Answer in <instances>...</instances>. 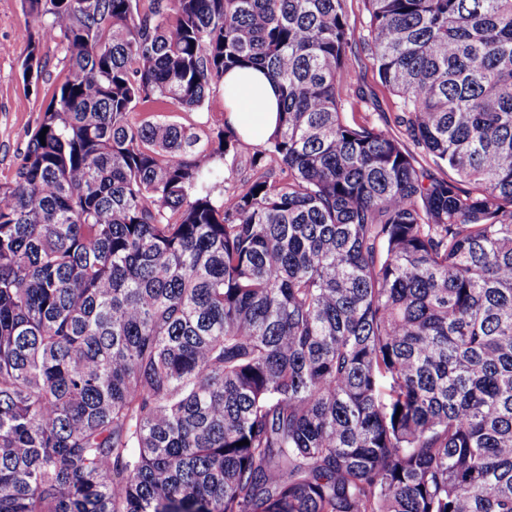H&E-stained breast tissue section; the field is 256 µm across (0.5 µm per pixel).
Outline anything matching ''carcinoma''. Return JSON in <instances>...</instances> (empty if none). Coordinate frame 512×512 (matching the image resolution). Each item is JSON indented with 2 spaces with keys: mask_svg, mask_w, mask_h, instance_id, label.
I'll use <instances>...</instances> for the list:
<instances>
[{
  "mask_svg": "<svg viewBox=\"0 0 512 512\" xmlns=\"http://www.w3.org/2000/svg\"><path fill=\"white\" fill-rule=\"evenodd\" d=\"M363 2L24 0L68 67L0 183V512H512V0ZM250 67L231 194L227 122L130 120ZM355 87L361 88L368 97L367 104H358L354 108L347 106L344 112L349 119L354 115L357 121H377L380 112L392 114L396 97L383 86L372 66L371 60L363 52L358 53V59L350 74L344 76ZM352 112L354 114H352ZM222 116L235 127L247 142L238 153L224 160V193L232 192L245 175L246 158L260 147L277 127L279 117L278 93L263 71L254 68L234 69L224 75L222 86L211 90L202 112L184 111L169 103L138 105L131 113L135 122L169 119L182 124L214 123ZM251 142V143H248Z\"/></svg>",
  "mask_w": 512,
  "mask_h": 512,
  "instance_id": "1",
  "label": "carcinoma"
}]
</instances>
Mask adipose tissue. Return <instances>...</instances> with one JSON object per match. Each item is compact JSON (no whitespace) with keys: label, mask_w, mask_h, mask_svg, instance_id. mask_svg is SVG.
<instances>
[{"label":"adipose tissue","mask_w":512,"mask_h":512,"mask_svg":"<svg viewBox=\"0 0 512 512\" xmlns=\"http://www.w3.org/2000/svg\"><path fill=\"white\" fill-rule=\"evenodd\" d=\"M224 117L241 138L256 143L277 127L278 94L263 71L234 69L224 76Z\"/></svg>","instance_id":"adipose-tissue-1"}]
</instances>
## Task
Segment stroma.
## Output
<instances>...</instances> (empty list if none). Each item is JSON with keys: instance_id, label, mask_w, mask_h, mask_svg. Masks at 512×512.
Returning a JSON list of instances; mask_svg holds the SVG:
<instances>
[{"instance_id": "1", "label": "stroma", "mask_w": 512, "mask_h": 512, "mask_svg": "<svg viewBox=\"0 0 512 512\" xmlns=\"http://www.w3.org/2000/svg\"><path fill=\"white\" fill-rule=\"evenodd\" d=\"M26 25L22 0H0V183L9 181L20 161L40 113L48 104L53 88L67 70L63 47L53 41L42 43L41 53L47 66L41 78L27 82L22 77V61L27 43L20 36ZM367 95V103L353 109L356 120L376 121L379 113H393L395 96L383 86L366 54H359L347 76ZM224 114V90H211L203 111H184L170 104L137 106L132 121L169 119L182 124H202L221 119Z\"/></svg>"}]
</instances>
